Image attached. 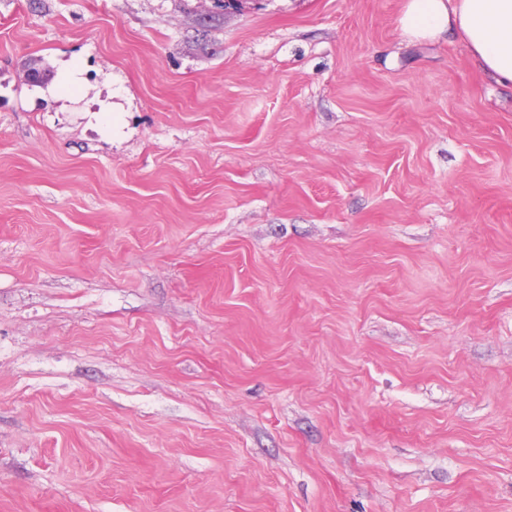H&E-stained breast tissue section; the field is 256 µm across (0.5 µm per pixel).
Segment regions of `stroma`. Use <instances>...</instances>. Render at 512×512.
Masks as SVG:
<instances>
[{
	"label": "stroma",
	"instance_id": "35a3bbf8",
	"mask_svg": "<svg viewBox=\"0 0 512 512\" xmlns=\"http://www.w3.org/2000/svg\"><path fill=\"white\" fill-rule=\"evenodd\" d=\"M403 6L0 0V512H512V87Z\"/></svg>",
	"mask_w": 512,
	"mask_h": 512
}]
</instances>
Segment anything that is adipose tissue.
Listing matches in <instances>:
<instances>
[{
    "label": "adipose tissue",
    "mask_w": 512,
    "mask_h": 512,
    "mask_svg": "<svg viewBox=\"0 0 512 512\" xmlns=\"http://www.w3.org/2000/svg\"><path fill=\"white\" fill-rule=\"evenodd\" d=\"M400 26L416 41L457 30L482 70L512 86V0H406Z\"/></svg>",
    "instance_id": "ef3b65f1"
}]
</instances>
